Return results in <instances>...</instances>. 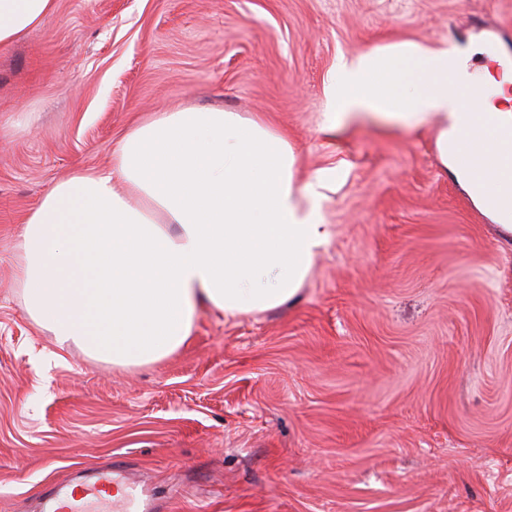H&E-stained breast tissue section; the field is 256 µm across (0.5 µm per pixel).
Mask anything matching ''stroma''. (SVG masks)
Listing matches in <instances>:
<instances>
[{
  "mask_svg": "<svg viewBox=\"0 0 512 512\" xmlns=\"http://www.w3.org/2000/svg\"><path fill=\"white\" fill-rule=\"evenodd\" d=\"M512 40V0H56L0 48V512L121 460L178 512H512V241L428 128L325 130L340 59ZM174 107L260 117L336 233L274 310L200 312L163 361L59 348L15 277L23 220Z\"/></svg>",
  "mask_w": 512,
  "mask_h": 512,
  "instance_id": "1",
  "label": "stroma"
}]
</instances>
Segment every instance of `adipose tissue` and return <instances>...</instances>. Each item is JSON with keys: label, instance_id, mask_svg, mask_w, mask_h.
<instances>
[{"label": "adipose tissue", "instance_id": "adipose-tissue-1", "mask_svg": "<svg viewBox=\"0 0 512 512\" xmlns=\"http://www.w3.org/2000/svg\"><path fill=\"white\" fill-rule=\"evenodd\" d=\"M56 0H0V47ZM493 82L455 48L401 43L338 62L326 114L334 130L366 115L423 125L474 206L512 238V127L485 134L490 102L460 108L449 89ZM479 135L472 148L463 130ZM321 181L299 182L285 135L237 112L179 108L122 138L115 169L55 185L17 237V277L32 319L59 346L118 367L161 361L192 337L201 309L228 318L292 300L333 235Z\"/></svg>", "mask_w": 512, "mask_h": 512}]
</instances>
